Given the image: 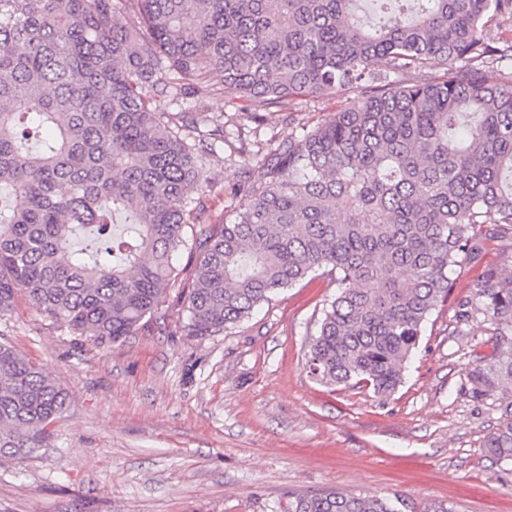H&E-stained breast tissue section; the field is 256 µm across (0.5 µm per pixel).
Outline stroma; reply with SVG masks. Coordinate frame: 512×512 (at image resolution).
Instances as JSON below:
<instances>
[{
    "label": "stroma",
    "instance_id": "stroma-1",
    "mask_svg": "<svg viewBox=\"0 0 512 512\" xmlns=\"http://www.w3.org/2000/svg\"><path fill=\"white\" fill-rule=\"evenodd\" d=\"M185 81L175 112L202 110L225 137L201 156L213 209L235 215L239 156L289 133L276 110L195 95ZM454 273V287L425 323L405 380L378 396L326 387L307 367L308 342L336 287L311 275L248 320L215 336L184 330L182 299L109 347L41 315L25 296L0 317L8 342L64 387L71 403L47 447L0 460V512H288L296 496L338 492L401 497L402 512L454 504L458 512H512V465L483 444L502 422L496 397L463 391L475 356L493 351L458 303L486 266L512 275V240H485Z\"/></svg>",
    "mask_w": 512,
    "mask_h": 512
}]
</instances>
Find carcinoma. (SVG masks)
<instances>
[{
  "label": "carcinoma",
  "mask_w": 512,
  "mask_h": 512,
  "mask_svg": "<svg viewBox=\"0 0 512 512\" xmlns=\"http://www.w3.org/2000/svg\"><path fill=\"white\" fill-rule=\"evenodd\" d=\"M356 2L0 0V316L22 291L112 345L159 314L184 247L186 328L212 336L322 271L336 294L308 346L311 374L394 392L449 273L477 258L480 236L512 237V35L484 36L512 20V0H371L373 25ZM121 13L138 22L115 23ZM184 79L202 96L276 107L288 126L298 98L348 97L332 119L243 158L236 217L213 224L199 156L224 125L168 111ZM117 214L128 222L115 236ZM478 315L496 353L469 365L466 394L504 399L484 448L512 462L511 277L485 271L459 303V320ZM68 401L0 342V459L45 446ZM400 504L331 492L289 512Z\"/></svg>",
  "instance_id": "1"
}]
</instances>
